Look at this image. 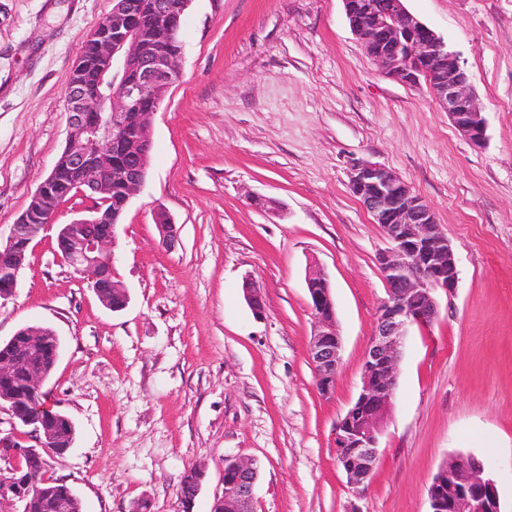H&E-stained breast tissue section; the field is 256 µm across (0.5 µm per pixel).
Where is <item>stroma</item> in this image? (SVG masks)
Listing matches in <instances>:
<instances>
[{
	"instance_id": "obj_1",
	"label": "stroma",
	"mask_w": 512,
	"mask_h": 512,
	"mask_svg": "<svg viewBox=\"0 0 512 512\" xmlns=\"http://www.w3.org/2000/svg\"><path fill=\"white\" fill-rule=\"evenodd\" d=\"M458 51L486 121L471 145L426 83L378 71L342 0H191L181 78L153 120L147 178L117 228L105 308L55 252L30 248L0 342L26 325L59 336L43 385L74 424L48 475L83 512H183L178 486L204 477L192 512H211L224 463L258 465L254 512H430L441 464H491L512 512V0H406ZM112 0H0V236H8L66 143L65 96L87 36ZM392 169L434 209L459 283L439 316L410 328L373 477L354 494L334 429L355 402L386 295L379 225L349 187L355 160ZM277 203L269 211L257 199ZM178 241L164 247L156 207ZM328 274L342 339L330 396L308 357L306 274ZM262 291L255 318L244 280Z\"/></svg>"
}]
</instances>
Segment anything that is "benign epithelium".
I'll return each instance as SVG.
<instances>
[{
    "instance_id": "benign-epithelium-1",
    "label": "benign epithelium",
    "mask_w": 512,
    "mask_h": 512,
    "mask_svg": "<svg viewBox=\"0 0 512 512\" xmlns=\"http://www.w3.org/2000/svg\"><path fill=\"white\" fill-rule=\"evenodd\" d=\"M342 2L351 31L379 71L406 85L425 80L455 127L473 146H482L486 123L458 53L411 14L405 0H386L381 6L372 0ZM189 3L182 0L173 9L158 0L149 13L139 17L131 12L128 0H113L111 14L87 37L92 52L79 59L75 68L111 74L118 62L121 78L113 80L107 103L81 83L65 98L66 146L14 222L10 235L0 239V257L13 259L10 266L0 269V299L15 295L25 252L41 231L53 225L57 187L67 173L89 205L87 214L59 225L60 257L87 278L107 308L114 312L126 308L128 294L121 283L109 284V295L100 291V260L114 259L121 216L145 182L153 116L163 92L180 77L181 54L169 51L165 41L179 35ZM114 184L121 185L124 199L116 213L104 215L99 196L110 193ZM350 189L388 240V247L377 256L387 297L378 306L373 336L363 356L359 394L335 429L336 464L345 472L352 492L360 495L376 467L379 436L395 395L405 336L412 326L433 323L438 294H454L459 270L432 206L393 170L381 164L357 163L350 173ZM155 220L162 244L173 246L177 231L164 208H156ZM306 286L314 322L308 355L317 389L328 396L342 363V339L326 272L317 265L309 267ZM244 296L256 316L265 314L260 288L247 282ZM18 373L29 387L42 391L45 375L31 357L0 356L1 376ZM2 411L12 424L22 420L31 427L24 439L12 432L0 435V460L15 463L12 476L0 480V495L23 503L41 489L20 476L17 462L44 453L62 455L72 440L60 437L51 426L62 412L54 409L49 399L36 412L22 413L6 398L0 401ZM487 470V463L475 455L450 459L429 487L430 512H501L498 488ZM224 471L235 479L224 480L223 496L216 499L213 512H253L256 462L232 459L225 463Z\"/></svg>"
}]
</instances>
